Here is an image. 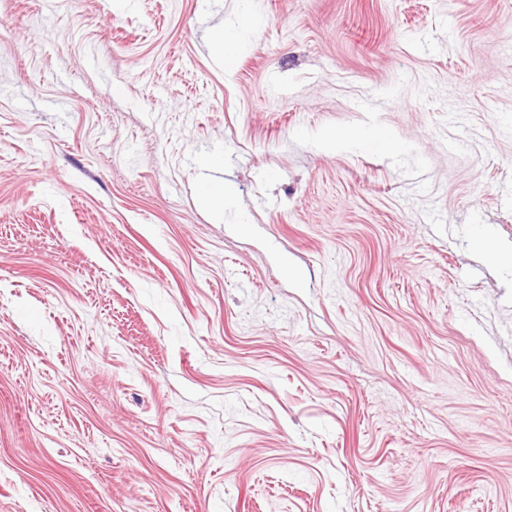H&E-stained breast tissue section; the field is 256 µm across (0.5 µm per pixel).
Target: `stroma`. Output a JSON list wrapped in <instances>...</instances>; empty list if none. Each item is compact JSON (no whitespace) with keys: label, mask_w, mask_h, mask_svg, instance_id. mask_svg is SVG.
Here are the masks:
<instances>
[{"label":"stroma","mask_w":512,"mask_h":512,"mask_svg":"<svg viewBox=\"0 0 512 512\" xmlns=\"http://www.w3.org/2000/svg\"><path fill=\"white\" fill-rule=\"evenodd\" d=\"M483 237L512 0H0V512H512Z\"/></svg>","instance_id":"obj_1"}]
</instances>
